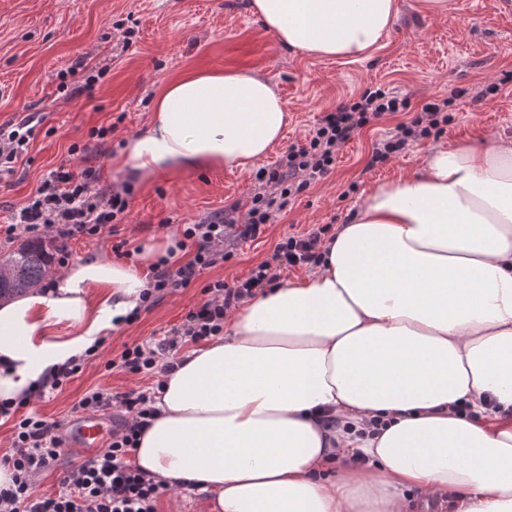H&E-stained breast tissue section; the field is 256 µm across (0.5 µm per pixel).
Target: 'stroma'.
<instances>
[{
	"instance_id": "1",
	"label": "stroma",
	"mask_w": 512,
	"mask_h": 512,
	"mask_svg": "<svg viewBox=\"0 0 512 512\" xmlns=\"http://www.w3.org/2000/svg\"><path fill=\"white\" fill-rule=\"evenodd\" d=\"M248 0H0V125L37 116L39 125L14 174L0 181V225L33 195L50 171L64 166L100 168L102 182L121 189L127 179L111 160L125 139L150 119L164 84L191 70H244L266 78L288 113L284 136L266 157L274 162L303 142L310 126L336 104L365 89L383 86L407 97L410 110L447 100L440 133L371 164L372 148L404 121L398 112L365 127L336 150L328 176L311 184L263 235L240 243L233 256L204 270L190 286L165 295L132 323L106 336L95 360L29 409L66 423L87 391L142 390L153 380L105 363L124 346L149 344L182 323L207 295L205 285L246 278L286 236L312 225L339 226L377 182L418 168L439 143L482 144L488 137L512 141V9L503 0H452L437 14L424 0H398L399 18L367 57L320 59L283 49L247 8ZM105 68L92 92L63 87L60 74L78 59ZM108 128L104 140L91 129ZM87 145L78 156L72 144ZM256 166L183 171L134 185L129 213L112 237L69 241L73 258H114L154 244L156 226L168 216L192 224L209 212L238 205L247 211Z\"/></svg>"
}]
</instances>
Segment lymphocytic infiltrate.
I'll return each mask as SVG.
<instances>
[{"instance_id": "obj_1", "label": "lymphocytic infiltrate", "mask_w": 512, "mask_h": 512, "mask_svg": "<svg viewBox=\"0 0 512 512\" xmlns=\"http://www.w3.org/2000/svg\"><path fill=\"white\" fill-rule=\"evenodd\" d=\"M408 106L407 98L378 87L324 112L304 143L291 145L274 165L259 168L255 175L259 189L245 218L220 209L198 223L184 225L182 237L192 256L186 261L164 259L153 268L142 292L144 308H151L165 294L188 287L204 270L231 258V244L263 234L265 226L274 223L296 195L332 170L337 146L350 141L368 124ZM447 108L444 100L424 104L420 112L397 124L387 138L376 143L372 163L384 162L412 142L428 137L445 122ZM33 122L28 116L0 126V173L11 172L26 151L35 132ZM101 181L99 169L92 166L76 172L63 167L51 171L0 231L9 240L20 236L49 235L57 241L115 235L129 208L130 192L103 188ZM328 231V226H316L305 234L286 237L246 278L230 284L221 279L209 282L206 300L187 313L182 325L151 345L125 347L107 362V369L151 377L172 371V357L183 344L223 333L227 310L254 297L259 287L278 285L286 269L319 265L320 244ZM111 406L120 408L123 418L109 445L93 457L71 464L60 491L39 496L33 491L35 476L53 469L63 451L58 425L22 413L20 404L0 401V418L14 422L12 449L0 456V466L11 473L10 484L0 486V512H157V502L166 491L164 484L146 477L131 463L139 435L156 415L152 398L144 392L112 393L97 388L86 392L72 411L80 414Z\"/></svg>"}]
</instances>
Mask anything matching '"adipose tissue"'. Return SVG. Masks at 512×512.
I'll return each mask as SVG.
<instances>
[{
	"instance_id": "obj_1",
	"label": "adipose tissue",
	"mask_w": 512,
	"mask_h": 512,
	"mask_svg": "<svg viewBox=\"0 0 512 512\" xmlns=\"http://www.w3.org/2000/svg\"><path fill=\"white\" fill-rule=\"evenodd\" d=\"M248 9L282 47L322 59L370 54L399 13L398 0ZM287 118L263 76L189 72L114 163L138 182L255 164ZM174 246L149 247L136 267L77 261L1 302L0 400L115 330ZM321 249L312 275L228 310L223 335L161 375L136 468L207 493L213 512H407L409 489L454 496L455 512H512V142L433 147ZM62 324L74 335L58 341Z\"/></svg>"
}]
</instances>
